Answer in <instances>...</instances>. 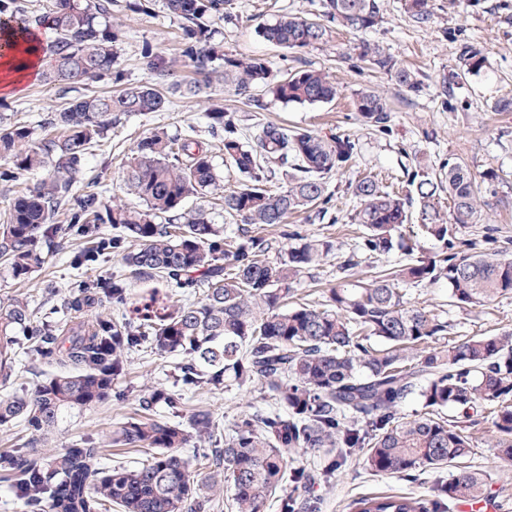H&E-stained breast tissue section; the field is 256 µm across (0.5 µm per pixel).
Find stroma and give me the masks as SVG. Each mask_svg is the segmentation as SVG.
<instances>
[{
	"mask_svg": "<svg viewBox=\"0 0 512 512\" xmlns=\"http://www.w3.org/2000/svg\"><path fill=\"white\" fill-rule=\"evenodd\" d=\"M432 2L434 20L430 26L419 28L404 14L401 0H380L384 22L364 37L416 71L420 89L407 94L384 75L368 69L357 70L344 62V55L361 38L356 34L336 31L327 46L303 52L283 49L260 36V27L274 22L281 14L314 17L319 0H236L238 21H219L214 25L216 38L223 41L226 54L264 58L277 73L287 67L323 70L336 81L340 96L328 103L300 105L282 102L263 91L259 94L262 108L255 111L225 90L224 70L216 68L198 96H177L167 111L127 118L100 146L93 148L86 166L98 177L102 202L108 204L121 196L123 164L137 139L157 126L172 131L189 128L204 131L205 112L212 100L220 99L226 108L236 111L247 135H254L264 123L274 122L327 136L347 137L355 145L348 168L328 181L332 201L326 216L307 211L291 218L306 234L334 245L327 261L302 274L294 283V301L321 303L328 288L338 282V264L348 255L356 256L358 264L354 272L361 277L410 262V255L398 248L387 254L363 250L361 231L355 222L358 201L352 185L365 175L374 176L383 186L410 194L414 191L413 174L422 171L438 174L450 160L466 163L477 176L487 169H495L497 179L482 185L487 205L480 220L461 228L458 237L483 252H512V112L494 109L498 99L512 97V0ZM113 14L123 24L118 63L130 82H149L154 78L141 55L147 44L156 54L172 61L182 78L188 81L194 78L193 63L180 55L179 23L168 13L163 0H156L151 12L146 14L131 12L127 0H117ZM471 46L484 50L488 57L486 68L477 75L454 78L462 50ZM111 88L107 80L88 81L64 89L34 79L25 82L17 95L8 98V113L12 119L34 126L47 112L63 108L78 95ZM364 88L379 90L388 98L391 120L387 127L364 123L354 112L353 98ZM489 228L496 231L495 241L485 239ZM85 246V240L71 231L66 232L61 243L44 244V262L28 281L18 283L0 274V298L16 292L26 294L32 308L39 312L43 309L45 285H53L65 294L76 280L103 278L122 271L119 257L109 254L100 255L92 263H76L77 253ZM407 293L412 302L448 321L451 339L460 341L512 329V295L466 310L449 305L448 290L441 284H411ZM179 362V357H161L147 349L130 354L124 375L114 383L111 398L95 408L67 416L52 441L46 444V452L74 441L90 440L106 444L104 464L108 467L133 466L149 459L148 450L111 446L112 433L134 413L135 396L145 386L158 384L182 389ZM189 400L209 409L223 434L245 406L265 411L277 407L273 397L259 389L246 394L227 387L201 396L190 395ZM463 427L478 443L471 466L491 471L497 477L493 504L481 507L479 512H512V468L504 467L497 449L489 445V421L478 416L465 421ZM451 475L448 467L427 470L413 479L374 475L364 466L362 453L357 452L329 482L315 485L314 494L319 500V512H351L356 498L382 493L419 496L447 482Z\"/></svg>",
	"mask_w": 512,
	"mask_h": 512,
	"instance_id": "stroma-1",
	"label": "stroma"
}]
</instances>
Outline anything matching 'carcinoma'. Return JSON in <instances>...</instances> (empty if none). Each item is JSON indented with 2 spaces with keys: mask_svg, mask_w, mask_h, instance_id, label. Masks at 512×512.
<instances>
[{
  "mask_svg": "<svg viewBox=\"0 0 512 512\" xmlns=\"http://www.w3.org/2000/svg\"><path fill=\"white\" fill-rule=\"evenodd\" d=\"M112 6L113 0H48L44 12L29 15L22 0H0V45L34 24L52 30L51 40L37 44L45 61L43 83L107 77L115 87L71 99L35 128L0 113V158L12 163L0 170V183L22 171L47 172L38 184L16 191L0 215V271L19 283L28 280L44 261L40 244L62 233L53 223L60 212L79 226L92 254L116 253L125 267L107 279L81 280L63 298L54 288L43 289V304L69 313L63 322L34 324V310L21 293L0 299V386L12 384L20 336L30 358L55 367L31 389L0 395V429L20 424L29 432L24 447L0 453V482L26 512H215L221 505L227 512H266L285 485L280 512H304L315 477L298 459L325 452L322 474L328 477L358 449L376 475L412 477L441 466L455 472L427 495L362 496L353 503L355 512H437L443 498L489 500L494 475L466 464L476 453L475 441L444 410L464 418L490 411L491 447L512 463V332L451 341L448 322L413 303L400 287L444 282L461 308L512 295V256L458 241L459 227L475 222L486 206L468 166L450 162L438 178L421 175L413 197L371 177L356 181L364 249H419L417 242L397 244L393 237L410 223L414 207L440 250L367 282L352 279L357 262L348 256L324 302L290 306L292 285L325 261L333 244L288 225V217L307 209L326 213L327 179L352 158L350 139L267 122L249 141L235 115L216 102L205 113V138L192 128L172 133L157 127L137 140L122 171L135 205L120 198L103 205L98 183L83 181L85 161L122 119L168 110L164 87L196 93L217 61L224 85L256 109L262 106L260 89L284 102L313 105L333 101L338 86L321 70L278 77L263 58L225 54L212 23L238 20L234 0H165L169 14L181 21V56L195 64L200 81L181 82L174 65L147 48L144 58L156 82L134 84L116 61L123 30ZM402 8L419 27L433 22L431 0H402ZM382 23L379 0H320L317 18L285 14L261 34L287 50L305 51L327 44L339 28L357 34ZM351 58L404 93L419 90L417 74L375 43L358 42ZM460 63L462 72L454 77L477 75L487 56L469 47ZM353 104L375 127L390 122L391 109L378 91L357 92ZM216 148L221 167L214 162ZM226 170L240 176L228 189ZM279 171L288 184L272 191L267 184ZM444 191L446 210L439 202ZM192 197L212 202L188 210ZM217 211L238 224L237 235H224ZM109 225L117 233L104 234ZM269 228L288 243L276 263L268 261L271 241L262 235ZM145 278L189 290L198 300L163 297L136 305L133 281ZM142 347L181 356L186 385L208 391L227 380L257 386L280 409L241 411L224 447L204 452L215 472L206 483L194 480L177 449L211 438L213 416L200 404L186 408L184 394L162 386L141 390L138 412L113 432L116 445L153 450L146 462L103 468V446L90 441L45 455L42 446L60 421L105 402L128 355ZM412 395L421 411L407 415L402 408ZM161 407L174 414L186 410L187 419L161 416Z\"/></svg>",
  "mask_w": 512,
  "mask_h": 512,
  "instance_id": "obj_1",
  "label": "carcinoma"
}]
</instances>
